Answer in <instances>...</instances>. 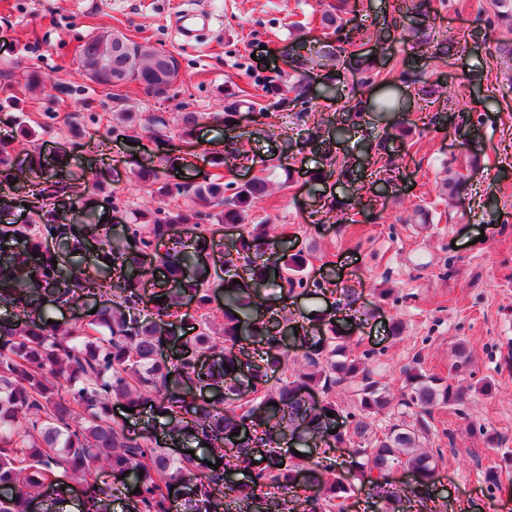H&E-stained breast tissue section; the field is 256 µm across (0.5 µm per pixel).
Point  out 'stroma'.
Returning a JSON list of instances; mask_svg holds the SVG:
<instances>
[{
  "label": "stroma",
  "mask_w": 512,
  "mask_h": 512,
  "mask_svg": "<svg viewBox=\"0 0 512 512\" xmlns=\"http://www.w3.org/2000/svg\"><path fill=\"white\" fill-rule=\"evenodd\" d=\"M328 0H0V36L11 42L0 55V131L12 134L13 166L20 169L31 148L43 158L66 156L58 180L82 192L100 178L118 196L120 213L101 207L107 223H132L142 208L185 210L187 196L151 194L137 178L143 167L166 157H183L179 179L213 173L211 159L231 152L248 134V161L222 169L224 183L239 185L259 176L268 193L249 213L278 238L306 252V273L318 294L287 293L280 282L260 289L264 307L304 319L315 329L329 319L350 320L346 354L361 359L389 400L369 418L355 443L371 447L401 419L403 371L415 366L448 377L457 345L471 356L462 410L440 404L429 419L425 451L438 457V512H512V479L490 491L485 476L503 472L512 453V55L499 44L512 32L497 27L484 40L468 36L473 10L457 0H426L427 17L407 14L399 30L387 29L396 0H349L340 32L324 27ZM208 17L199 35L175 30L178 16ZM426 25L436 40H448L445 59L424 52L413 28ZM109 29L149 42L181 62L179 81L161 97L132 82L105 91L91 83L80 50ZM360 39L373 58V76L352 72L324 92L332 64H319L314 44ZM53 82L43 95L29 93L30 70ZM308 78L309 101L270 104L266 81ZM361 104L340 141L311 146L303 140L317 122L331 118L337 99ZM238 100L237 126L219 115ZM467 104L481 112L467 138H458L448 109ZM200 113L194 136H181V114ZM52 112L34 142L17 138L22 112ZM82 115L81 135L63 132L70 113ZM163 113L166 127L141 131L138 116ZM480 165H472V156ZM347 164L340 182L324 186L311 172ZM463 178L456 196L448 178ZM347 202L333 210L332 200ZM490 380L491 392L478 391ZM498 435L486 447L470 424ZM330 455L350 488L337 512H385L389 501L375 497L355 479L341 448Z\"/></svg>",
  "instance_id": "1"
}]
</instances>
